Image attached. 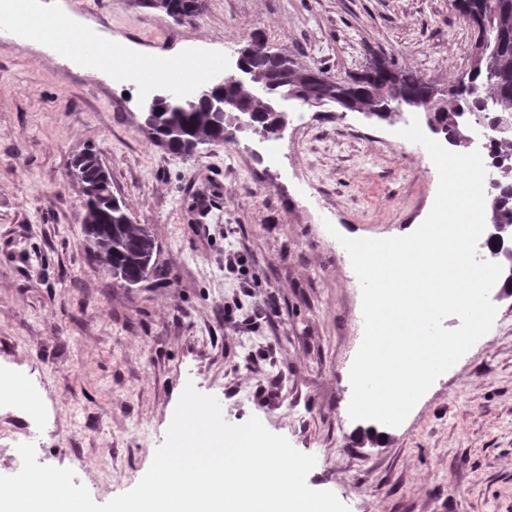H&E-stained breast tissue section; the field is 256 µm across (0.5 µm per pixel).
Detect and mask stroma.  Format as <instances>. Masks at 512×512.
<instances>
[{
	"label": "stroma",
	"instance_id": "obj_1",
	"mask_svg": "<svg viewBox=\"0 0 512 512\" xmlns=\"http://www.w3.org/2000/svg\"><path fill=\"white\" fill-rule=\"evenodd\" d=\"M131 55L207 58L232 73L251 36L334 77L374 53L445 83L468 70L471 30L451 0H205L194 21L130 0H33ZM147 102L86 53L0 25V362L39 391L43 419L0 410V475L34 444L103 504L132 489L165 439L186 384L233 425L258 417L314 455L306 482L350 512H512V296L492 289V329L440 375L402 425L351 420L361 290L339 236L400 237L428 215L431 160L407 119L302 105L276 161L261 140L177 156L141 129ZM97 153L155 269L113 283L85 249L72 160ZM247 262L234 273L224 256ZM270 317L248 327L257 308ZM276 378L262 402L257 374ZM373 433L378 442L360 446Z\"/></svg>",
	"mask_w": 512,
	"mask_h": 512
}]
</instances>
